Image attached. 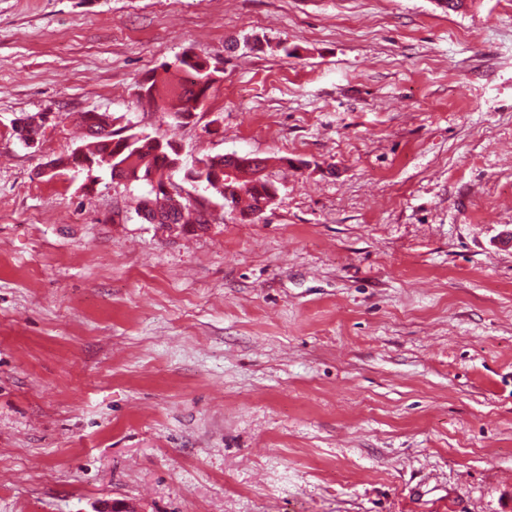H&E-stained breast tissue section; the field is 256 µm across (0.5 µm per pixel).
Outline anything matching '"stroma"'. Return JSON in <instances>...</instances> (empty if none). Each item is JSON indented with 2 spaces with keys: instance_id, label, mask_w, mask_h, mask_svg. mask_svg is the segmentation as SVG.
Returning <instances> with one entry per match:
<instances>
[{
  "instance_id": "35a3bbf8",
  "label": "stroma",
  "mask_w": 512,
  "mask_h": 512,
  "mask_svg": "<svg viewBox=\"0 0 512 512\" xmlns=\"http://www.w3.org/2000/svg\"><path fill=\"white\" fill-rule=\"evenodd\" d=\"M186 49L220 74L174 126L135 93ZM89 111L275 201L145 223L46 172ZM116 502L512 512V0H0V512ZM254 158L256 157L241 155L232 159L227 158L226 155H216L201 159L199 163L204 164V167L195 172L197 178L200 179L197 182L205 183L207 188L210 186V191L224 200V207L231 208L232 211L237 209L243 197L246 198L249 201L248 212L259 208L251 217L259 218L275 200L276 193L274 192L265 200L269 185H274L269 181L267 175L256 180L243 181L245 178H250L251 175H246L238 168L224 166L230 163L242 167L244 170L251 169ZM224 176L228 180L243 182L225 185ZM231 184L234 185L233 188H230ZM225 189L229 190L228 197L225 194Z\"/></svg>"
}]
</instances>
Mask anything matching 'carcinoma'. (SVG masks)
I'll list each match as a JSON object with an SVG mask.
<instances>
[{
	"label": "carcinoma",
	"instance_id": "1",
	"mask_svg": "<svg viewBox=\"0 0 512 512\" xmlns=\"http://www.w3.org/2000/svg\"><path fill=\"white\" fill-rule=\"evenodd\" d=\"M164 76H152L139 86L138 101L146 102L172 123L183 124L195 114L208 99L209 91L216 82L217 67L186 51L177 56L173 63L161 66ZM80 124L86 127L91 141L71 151L65 157L50 162L52 169L78 166L76 152L94 162L97 168H107L118 180L143 185V193L135 207H141L166 217H173V223L184 227L201 224L200 215L190 217L192 203L184 199L178 207L164 191L155 188L148 176L159 171L177 159L174 143L157 137L143 136L121 124V118L110 117L99 112H83L78 116ZM204 167L196 171L200 182L224 200V206L236 210L242 199L249 201L248 209L253 212L268 193L271 182L263 176L256 180L234 183L229 189L224 184V165L235 164L243 169L252 168L253 157L241 155L235 159L216 155L200 160Z\"/></svg>",
	"mask_w": 512,
	"mask_h": 512
}]
</instances>
